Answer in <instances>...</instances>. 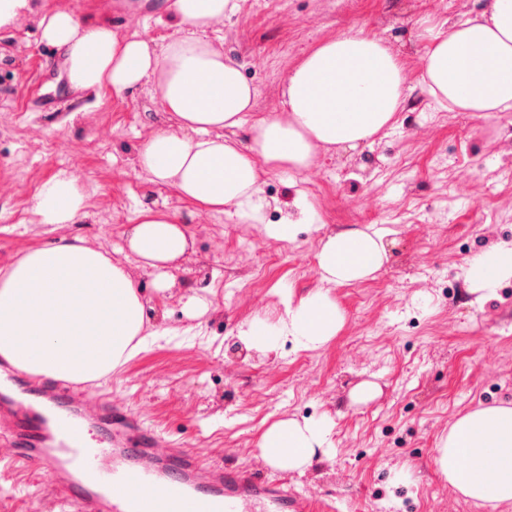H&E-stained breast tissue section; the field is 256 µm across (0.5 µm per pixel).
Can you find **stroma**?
<instances>
[{
  "label": "stroma",
  "mask_w": 512,
  "mask_h": 512,
  "mask_svg": "<svg viewBox=\"0 0 512 512\" xmlns=\"http://www.w3.org/2000/svg\"><path fill=\"white\" fill-rule=\"evenodd\" d=\"M486 0H239L210 36L256 88L254 117L278 109L287 71L319 41L356 29L388 37L405 54L406 104L370 145L317 155L295 179L261 177L258 221L208 212L151 182L139 151L172 127L153 87L122 95L73 90L64 59L42 39L57 12L111 22L122 38L163 44L176 28L154 0H28L0 26V185L60 173L86 196L72 224H42L31 198L0 194V268L28 250L82 238L127 267L162 335L107 379L102 393L144 426L201 460L288 482L332 512H482L445 481L436 448L478 407L512 404V281L477 300L468 260L512 241V112L438 110L420 83L423 21L479 11ZM304 193L316 213L294 240L268 237ZM186 225L190 246L170 266L168 288L143 267L124 235L140 206ZM388 229L389 259L373 278L333 288L345 313L339 334L307 351L284 343L250 349L239 338L255 318L277 320L285 292L320 285L321 238L351 227ZM198 299L206 308L187 314ZM379 388L358 403L354 389ZM332 422V452L300 471L270 466L262 433L283 418ZM0 512H59L40 473L0 469Z\"/></svg>",
  "instance_id": "stroma-1"
}]
</instances>
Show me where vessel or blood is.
<instances>
[{"label": "vessel or blood", "instance_id": "obj_1", "mask_svg": "<svg viewBox=\"0 0 512 512\" xmlns=\"http://www.w3.org/2000/svg\"><path fill=\"white\" fill-rule=\"evenodd\" d=\"M0 391V442L11 463L43 473L77 512H308L287 484L200 461L165 444L88 382Z\"/></svg>", "mask_w": 512, "mask_h": 512}]
</instances>
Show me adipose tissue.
Segmentation results:
<instances>
[{"mask_svg": "<svg viewBox=\"0 0 512 512\" xmlns=\"http://www.w3.org/2000/svg\"><path fill=\"white\" fill-rule=\"evenodd\" d=\"M238 0H170L178 35L162 47L124 39L101 20L59 12L41 21L42 38L64 59L73 89L116 95L149 84L178 128L156 131L139 165L152 182L179 196L242 219L263 208L262 168L302 172L319 150L357 149L387 127L406 102L407 73L388 39L360 31L321 41L288 72L281 112L252 121L257 91L240 65L209 33L234 15ZM424 44L420 81L440 110L512 112V0H489L476 16L443 19L418 33ZM247 128L246 144L227 139ZM85 195L75 176L43 185L32 208L45 224L74 223ZM387 230L367 226L327 235L317 253L322 289L287 300L277 323L256 319L240 336L274 349L283 338L316 350L340 331L344 315L331 285L370 278L388 259ZM129 249L166 280L167 267L188 247L185 225L153 208L140 210L126 234ZM512 280V242L491 246L465 270L471 291L493 295ZM145 303L130 273L82 238L30 249L0 270V360L18 371L59 380L96 381L145 351ZM332 425L293 418L271 424L260 439L274 468L298 470L325 455ZM495 463L492 477L481 468ZM441 476L486 512L512 502V406H485L459 417L436 448Z\"/></svg>", "mask_w": 512, "mask_h": 512, "instance_id": "1", "label": "adipose tissue"}]
</instances>
